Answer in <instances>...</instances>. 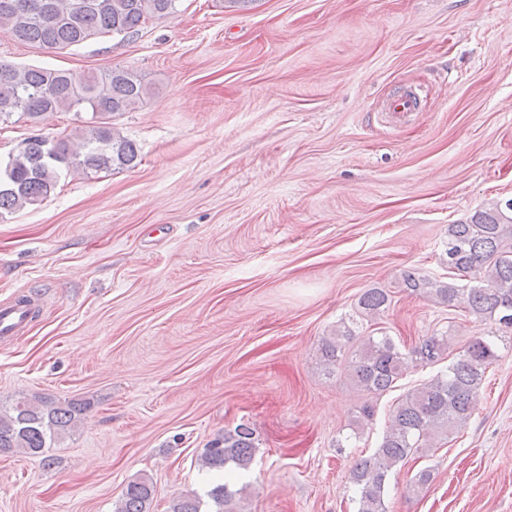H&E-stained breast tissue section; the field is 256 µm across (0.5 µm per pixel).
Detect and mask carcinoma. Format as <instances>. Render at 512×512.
Here are the masks:
<instances>
[{"label": "carcinoma", "mask_w": 512, "mask_h": 512, "mask_svg": "<svg viewBox=\"0 0 512 512\" xmlns=\"http://www.w3.org/2000/svg\"><path fill=\"white\" fill-rule=\"evenodd\" d=\"M176 0H0V30L15 40L47 49H65L105 35L132 37L151 19L174 13ZM154 93L134 70L112 68L76 76L62 70L0 64V121L18 113L35 120L46 112H90L99 122L75 136L33 135L15 153L0 160V216L42 203L58 185L62 169L110 170L137 166L134 142L115 131L106 118L130 112ZM442 262L448 282L414 269L401 272L399 287L425 294L438 304H460L480 322L512 329V199L477 210L465 222L448 225ZM468 283L460 285L456 278ZM384 288L366 290L357 302L364 320L380 319L391 306ZM496 333L477 336L450 357L447 334L425 336L400 347L386 333L357 340L353 327L341 323L322 339L326 375L340 373L374 398L395 387L409 369L448 362L431 380L408 392L393 410L379 446L357 459L350 482L358 495V512H386L384 493L394 469L408 456L431 448L435 439L453 434L470 419L480 398L487 367L497 358ZM90 403H53L20 397L0 407V454L44 455L77 426ZM374 416L370 401L359 407L351 431L360 435ZM257 445L252 429L240 425L204 449L201 467L223 473V482L207 492L215 512H234V471L251 465ZM154 484L147 475L129 480L113 512H150ZM196 494L171 501L169 512H201Z\"/></svg>", "instance_id": "obj_1"}]
</instances>
